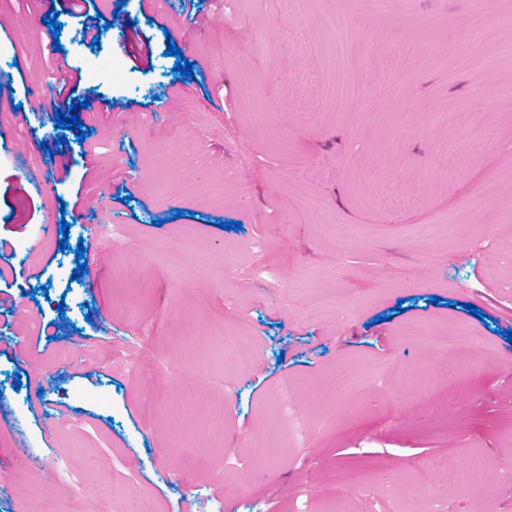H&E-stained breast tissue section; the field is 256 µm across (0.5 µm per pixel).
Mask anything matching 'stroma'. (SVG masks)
Here are the masks:
<instances>
[{
	"instance_id": "35a3bbf8",
	"label": "stroma",
	"mask_w": 512,
	"mask_h": 512,
	"mask_svg": "<svg viewBox=\"0 0 512 512\" xmlns=\"http://www.w3.org/2000/svg\"><path fill=\"white\" fill-rule=\"evenodd\" d=\"M90 10L130 25L93 46L68 0H0V336L17 342L0 348V512H125L83 496L105 481L153 512H512V0H199L195 24L179 0ZM84 99L81 141L55 114ZM459 322L483 352L464 378L399 339ZM339 366L361 387H333ZM426 372L438 399L403 381ZM189 393L196 419L170 417ZM476 453L474 490L438 483L436 463Z\"/></svg>"
}]
</instances>
